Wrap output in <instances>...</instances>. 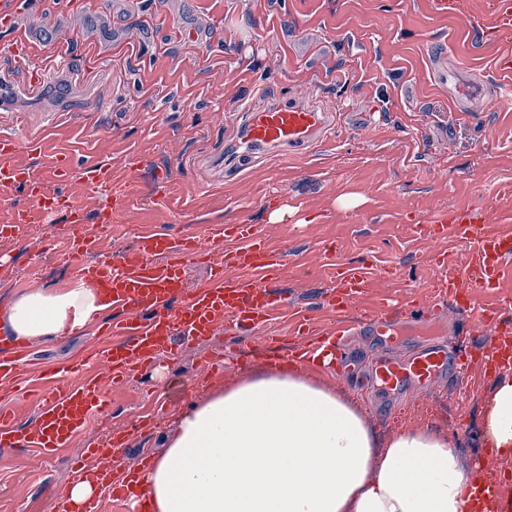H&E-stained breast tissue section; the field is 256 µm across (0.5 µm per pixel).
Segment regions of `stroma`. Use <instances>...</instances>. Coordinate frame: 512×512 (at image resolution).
Masks as SVG:
<instances>
[{
	"mask_svg": "<svg viewBox=\"0 0 512 512\" xmlns=\"http://www.w3.org/2000/svg\"><path fill=\"white\" fill-rule=\"evenodd\" d=\"M498 0H22L19 26L48 38L66 28L70 77L48 71L39 96L20 95L0 111V135L24 141L33 133L70 140L104 126L106 135L73 142V173L63 190L94 212L110 189L81 179L89 164L110 159L143 165L131 204L115 230L100 234L105 258L132 246L147 225L171 234H205L215 224L264 225L272 245L287 247L277 283L291 304L319 314L333 287L332 263H372L373 293L395 292L428 302L436 271L431 255L449 251L465 265L468 248L419 239L416 227L435 212L479 208L491 225L512 221V83L499 82L512 41L488 35ZM444 50L458 79L499 85L497 95L461 109L436 80L433 57ZM296 98L333 112L325 141L308 153L260 156L232 164L245 108L270 98ZM281 220L270 221L274 209ZM335 242L336 256L322 246ZM0 319L22 294L73 283L69 258L50 219L38 223L26 247L0 238ZM459 317L440 306L434 319L398 318L389 336L356 330L346 348L349 377L327 384L364 406L379 443L401 421L450 437L468 467L487 451L484 425L492 381L468 395L447 377L405 384L384 395L364 393L370 362L407 358L417 347L450 340ZM95 326L51 341L34 340L24 365L38 376L73 362L95 341ZM262 336L230 327L178 355L156 372L109 395L108 412L77 437L66 455L45 461L33 452L0 451V512H53L81 449L126 434L114 470L157 459L189 404L244 377L274 370L259 358ZM233 348L249 350L238 365L208 372L204 364ZM167 408L151 433L135 426L155 400Z\"/></svg>",
	"mask_w": 512,
	"mask_h": 512,
	"instance_id": "obj_1",
	"label": "stroma"
}]
</instances>
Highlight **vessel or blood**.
<instances>
[{"label": "vessel or blood", "mask_w": 512, "mask_h": 512, "mask_svg": "<svg viewBox=\"0 0 512 512\" xmlns=\"http://www.w3.org/2000/svg\"><path fill=\"white\" fill-rule=\"evenodd\" d=\"M330 127L325 112L297 100L246 108L237 162L244 166L270 151L306 150L326 136ZM22 148L49 157L47 172L19 165L16 154ZM115 171L109 160L83 171L86 182L112 188L102 217L106 224L115 223L128 201L125 185L113 182ZM70 174L68 153L55 147L47 136L32 135L20 144L1 135L0 208L11 217L0 223V236L24 245L37 217L64 215L71 228L67 244L75 276L97 288L124 317L100 326L99 341L84 356L48 368L39 388L41 404L32 421L18 424L10 413L0 410V449L33 448L43 458H54L70 447L93 418L107 412L109 390L126 386L151 370L160 356L175 355L186 344L199 343L223 326L248 336L287 318L290 335L304 339L296 357L317 359L321 367L339 373L346 370L340 345L327 341L316 318L307 310L289 306L287 295L275 286L286 253L270 245L261 225L219 224L204 236H172L146 229L133 249L87 265L82 258L96 249L98 237L86 228L83 211L56 188ZM418 231L426 238L443 231L470 247V260L461 269L449 267L447 252L432 257L437 271L434 292L439 302L460 315L469 337L467 351L462 354L433 342L404 360L380 357L372 363L374 386L391 390L408 381L425 385L447 371L463 372L468 355L494 371L512 370V322L504 318L512 311V301L494 297L501 282L512 276V226L487 229L478 211L462 208L419 225ZM190 262L209 266L211 276L204 286H188L184 269ZM368 272L364 264L335 265L336 287L326 295L324 306L337 326H345V316L353 310L359 311L363 327L382 336L389 335L393 321L400 316L430 319L432 312L427 307L399 301L390 294L373 297ZM26 355L20 345L0 347V386L28 393L23 383ZM76 373L85 374L83 383H71ZM123 443V438L116 436L107 447L85 448L71 459V483L93 482L97 493L79 503L61 496L55 501V512H100L101 498L107 494L127 499L122 487L127 477L112 468V457ZM471 512H498L494 485L477 486Z\"/></svg>", "instance_id": "vessel-or-blood-1"}]
</instances>
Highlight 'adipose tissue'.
<instances>
[{"mask_svg": "<svg viewBox=\"0 0 512 512\" xmlns=\"http://www.w3.org/2000/svg\"><path fill=\"white\" fill-rule=\"evenodd\" d=\"M105 308L79 282L21 295L0 322L48 340ZM487 440L512 459V373L494 382ZM138 489L151 512H468L471 497L448 437L410 427L376 448L364 411L299 368L192 404Z\"/></svg>", "mask_w": 512, "mask_h": 512, "instance_id": "adipose-tissue-1", "label": "adipose tissue"}]
</instances>
